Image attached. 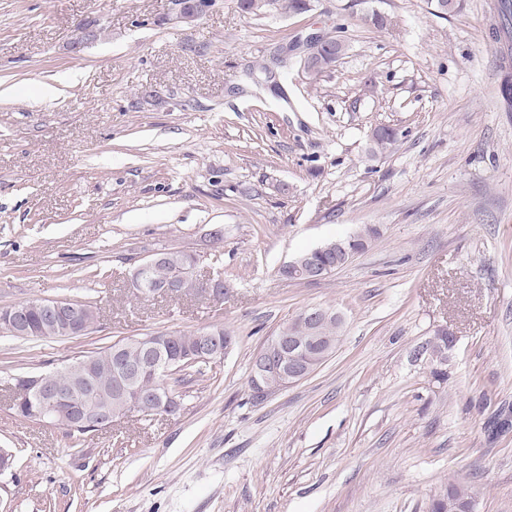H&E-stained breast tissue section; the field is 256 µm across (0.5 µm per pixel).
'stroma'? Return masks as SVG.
<instances>
[{
    "label": "stroma",
    "mask_w": 512,
    "mask_h": 512,
    "mask_svg": "<svg viewBox=\"0 0 512 512\" xmlns=\"http://www.w3.org/2000/svg\"><path fill=\"white\" fill-rule=\"evenodd\" d=\"M498 0H310L190 23L171 0H0V308L92 299L77 339L0 335V512H429L449 484L512 512V41ZM392 17V30L373 14ZM348 49L318 78L315 35ZM397 143L378 152L375 130ZM376 228L312 282L279 269ZM222 228L224 238L211 233ZM226 291L143 296L149 253ZM222 253L215 268L209 256ZM333 356L266 400L253 359L307 308ZM224 329L171 416L80 445L18 418L9 379L129 337ZM447 349H440V342ZM335 320L342 325V316L340 313L333 309L312 307L305 309L300 316V328L302 329L305 336H308V340L317 345L321 350V357L323 360L328 359L331 354L334 353L336 347L339 344V339L336 336H341L342 326H336V324L323 325L324 322ZM322 327V331H321ZM321 333V336H319ZM324 336H331L336 339V347L334 349L331 340ZM334 350V351H333ZM333 351V352H332Z\"/></svg>",
    "instance_id": "1"
}]
</instances>
